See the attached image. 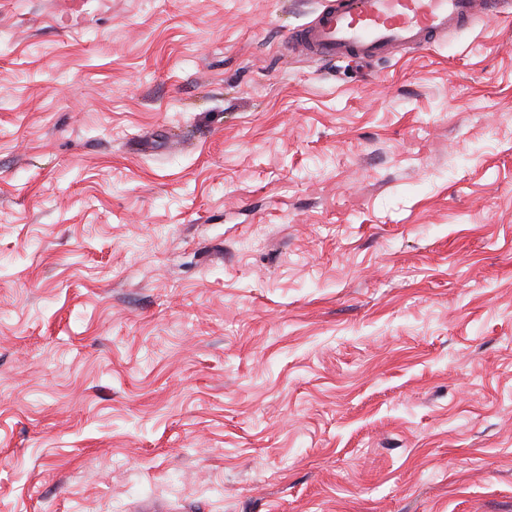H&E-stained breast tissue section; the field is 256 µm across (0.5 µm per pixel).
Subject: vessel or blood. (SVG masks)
Instances as JSON below:
<instances>
[{
    "label": "vessel or blood",
    "mask_w": 512,
    "mask_h": 512,
    "mask_svg": "<svg viewBox=\"0 0 512 512\" xmlns=\"http://www.w3.org/2000/svg\"><path fill=\"white\" fill-rule=\"evenodd\" d=\"M511 9L512 0H319L314 18L289 33L287 45L322 60L378 63Z\"/></svg>",
    "instance_id": "1"
}]
</instances>
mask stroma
Here are the masks:
<instances>
[{
	"instance_id": "35a3bbf8",
	"label": "stroma",
	"mask_w": 512,
	"mask_h": 512,
	"mask_svg": "<svg viewBox=\"0 0 512 512\" xmlns=\"http://www.w3.org/2000/svg\"><path fill=\"white\" fill-rule=\"evenodd\" d=\"M315 7L0 0V512H512V12ZM511 8L509 0H320L314 18L289 33L287 45L322 60L378 63L406 49H427Z\"/></svg>"
}]
</instances>
